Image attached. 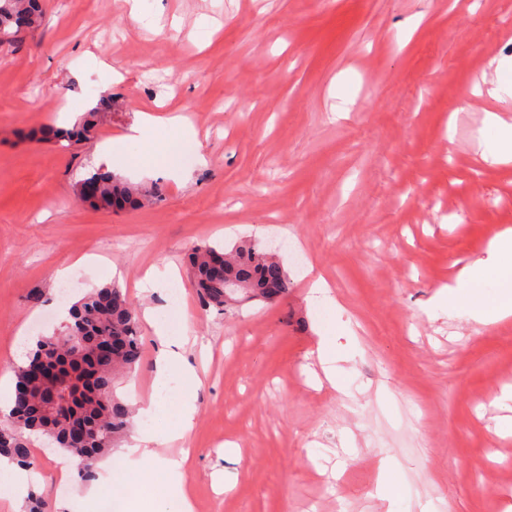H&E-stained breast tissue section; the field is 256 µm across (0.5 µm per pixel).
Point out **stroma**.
Instances as JSON below:
<instances>
[{
	"instance_id": "35a3bbf8",
	"label": "stroma",
	"mask_w": 512,
	"mask_h": 512,
	"mask_svg": "<svg viewBox=\"0 0 512 512\" xmlns=\"http://www.w3.org/2000/svg\"><path fill=\"white\" fill-rule=\"evenodd\" d=\"M41 27L0 47V363L17 330H59V309L110 283L165 316L168 290L142 288L174 264L183 349L202 378L184 446L195 512H506L512 506V319L490 326L431 319L455 261L485 256L512 225V164H484L474 95L490 62L512 55V0H142L178 21L154 34L127 0H43ZM215 18L202 40L195 22ZM121 81H113V72ZM97 91H90V84ZM99 101L90 140L40 139L60 116ZM187 116L191 163L142 170L164 147L127 134L144 111ZM102 169L147 201L111 212L76 188ZM255 241L288 273L287 297L220 311L187 272L202 244ZM104 257L99 269L78 257ZM71 266L66 282L54 271ZM327 279L357 348L347 392L313 387L316 308L306 267ZM143 358L120 379L131 402L152 392L160 342L142 326ZM239 445L245 466L224 457ZM61 450L36 442L46 512H87L90 483L60 474ZM396 484L379 490L382 458ZM223 471V493L212 475Z\"/></svg>"
}]
</instances>
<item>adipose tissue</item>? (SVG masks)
Wrapping results in <instances>:
<instances>
[{
  "label": "adipose tissue",
  "mask_w": 512,
  "mask_h": 512,
  "mask_svg": "<svg viewBox=\"0 0 512 512\" xmlns=\"http://www.w3.org/2000/svg\"><path fill=\"white\" fill-rule=\"evenodd\" d=\"M474 140L485 162H512V118L486 112ZM431 310L484 326L512 318V227L491 240L486 258L459 268L454 279L432 297ZM142 317L162 344L155 360L153 395L136 411L129 444L103 462L105 475L90 495V506L96 512L108 499L114 512H194L185 460L163 454L162 448L184 440L191 431L200 379L179 351L184 337L170 335L153 308H145ZM317 333L324 376L332 387L342 388L341 364L350 360L351 348L337 344L336 337L351 335L352 329L346 323L336 330L321 324ZM145 476L157 477L158 489L129 491V483Z\"/></svg>",
  "instance_id": "ef3b65f1"
}]
</instances>
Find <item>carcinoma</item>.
Returning <instances> with one entry per match:
<instances>
[{
	"label": "carcinoma",
	"mask_w": 512,
	"mask_h": 512,
	"mask_svg": "<svg viewBox=\"0 0 512 512\" xmlns=\"http://www.w3.org/2000/svg\"><path fill=\"white\" fill-rule=\"evenodd\" d=\"M41 0H0V46L11 45L24 30L41 25ZM96 113L66 134L69 141L90 137ZM101 184L97 209H135L142 204L137 188L105 171L86 177ZM199 299L225 308V287L272 302L288 295V274L283 264L257 243H243L228 251L204 245L189 259ZM141 338L136 308L115 283L87 293L73 305L71 321L59 333L41 337L31 360L49 356L59 366L48 389L31 381L28 365L16 370L11 423L0 427V456L29 465V436L41 434L82 463L81 478L96 477L97 462L127 435L134 413L116 392L115 382L135 370L141 360Z\"/></svg>",
	"instance_id": "carcinoma-1"
}]
</instances>
